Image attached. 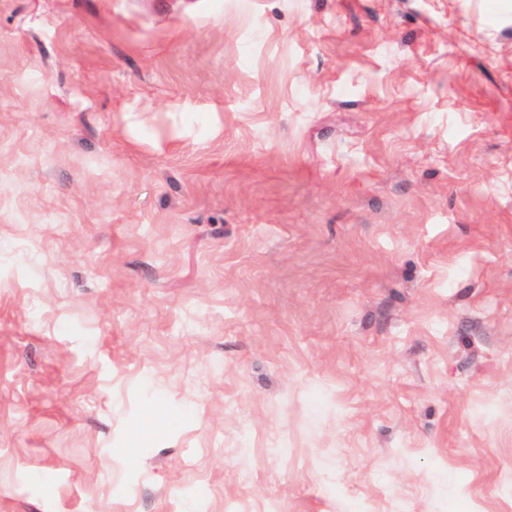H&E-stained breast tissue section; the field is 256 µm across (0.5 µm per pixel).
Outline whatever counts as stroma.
<instances>
[{
  "mask_svg": "<svg viewBox=\"0 0 512 512\" xmlns=\"http://www.w3.org/2000/svg\"><path fill=\"white\" fill-rule=\"evenodd\" d=\"M0 512H512V0H0Z\"/></svg>",
  "mask_w": 512,
  "mask_h": 512,
  "instance_id": "1",
  "label": "stroma"
}]
</instances>
